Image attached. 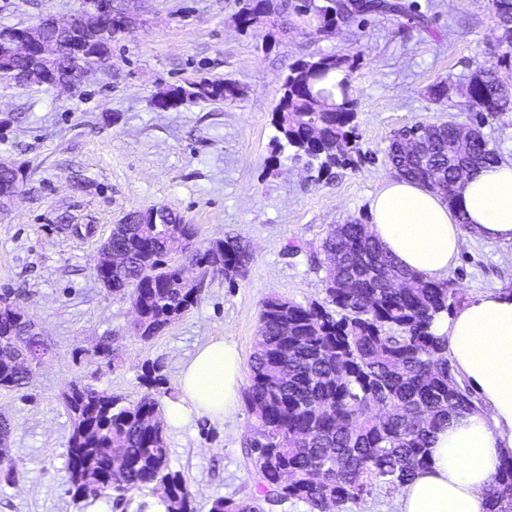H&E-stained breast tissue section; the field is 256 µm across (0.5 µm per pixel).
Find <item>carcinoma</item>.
<instances>
[{"mask_svg":"<svg viewBox=\"0 0 512 512\" xmlns=\"http://www.w3.org/2000/svg\"><path fill=\"white\" fill-rule=\"evenodd\" d=\"M292 9L311 15L319 27L336 29L369 15H391L419 25L427 18L402 0H294ZM497 20L498 45L512 46V0H488ZM121 30L114 16L108 27L77 33L104 47L75 60L61 52L34 62L0 43V75L16 78L38 68L77 85L83 71L104 65L112 39ZM349 68V58L330 54L300 59L282 82L273 113L276 141L290 158L328 172L367 157L357 147L354 101L349 78L327 85L329 75ZM173 89L183 104L226 101L239 94L231 82L201 78ZM461 91L471 107L470 142L459 147V123H415L394 133L387 156L395 173L456 199L457 179L501 159L481 128L490 118L512 112V85L497 67L480 65ZM112 231V250L124 262L104 271L112 294L129 299L139 317L137 333L150 340L196 305L207 278L235 284L252 260L250 242L226 235L195 243L198 229L167 208L155 223L142 211ZM325 260L322 302L306 305L283 296L263 301L251 356L250 383L242 400L255 421L241 441L254 486L239 500L219 497L210 512H274L285 502L308 512H339L375 492L401 487L428 465L431 434L450 418L475 407L470 389L448 361V341L432 330L434 320L452 313L456 289L397 265L352 218L322 240ZM195 263L199 279L181 277L180 260ZM19 305L0 301V388L23 385L21 362L30 339L18 325ZM149 388L137 402L122 399L80 380L67 382L59 398L71 421L67 442V493L79 503L104 496L120 503L144 488L157 497L160 512H193L190 485L172 470L165 425L152 389L166 384L161 367L142 366ZM490 512H512V457L506 458L489 489Z\"/></svg>","mask_w":512,"mask_h":512,"instance_id":"cac0c4a2","label":"carcinoma"}]
</instances>
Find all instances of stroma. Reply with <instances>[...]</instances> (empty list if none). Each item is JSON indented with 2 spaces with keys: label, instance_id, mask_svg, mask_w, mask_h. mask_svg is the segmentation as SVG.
Masks as SVG:
<instances>
[{
  "label": "stroma",
  "instance_id": "obj_1",
  "mask_svg": "<svg viewBox=\"0 0 512 512\" xmlns=\"http://www.w3.org/2000/svg\"><path fill=\"white\" fill-rule=\"evenodd\" d=\"M138 19L112 42L110 65L89 70L77 90L18 87L0 77V160L20 166V193L0 212V297L41 327L53 356L29 384L0 389L12 424L15 480L0 477V512H144L150 491L122 503H76L67 492L71 423L59 399L72 379L139 400L145 362L162 367L159 398H179L182 363L210 339L233 340L242 375L264 300L306 304L324 297L316 264L328 229L368 218L393 172L385 150L394 131L416 123L466 122V98L433 101L431 85L466 82L479 65L498 66L495 19L484 0H415L428 28L370 16L316 33L310 17L272 6L242 23L245 0H117ZM82 0H0V29L63 20ZM319 54L347 56L361 150L372 160L318 175L277 149L272 114L291 64ZM499 68L512 82V65ZM206 76L232 82L231 101L157 110L153 96ZM165 207L196 225L200 239L248 238L253 259L235 284L215 278L197 305L152 340L132 330L128 299L92 270L101 243L135 209ZM457 300L512 289V247L467 241L447 276ZM108 345L102 354L100 345ZM245 408L223 419L192 417L168 429L170 465L188 480L194 512L253 488L240 440Z\"/></svg>",
  "mask_w": 512,
  "mask_h": 512
}]
</instances>
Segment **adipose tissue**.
<instances>
[{"instance_id": "1", "label": "adipose tissue", "mask_w": 512, "mask_h": 512, "mask_svg": "<svg viewBox=\"0 0 512 512\" xmlns=\"http://www.w3.org/2000/svg\"><path fill=\"white\" fill-rule=\"evenodd\" d=\"M370 231L384 250L411 271L437 280L447 275L466 240L512 245V158L465 180L455 202L414 182L389 178L369 206ZM447 337L458 376L478 397L475 409L454 417L429 446L430 464L399 492V512H489L488 490L502 461L512 456V292L486 290L434 323ZM236 345L208 341L184 363L180 397L166 422L191 415L227 417L240 400Z\"/></svg>"}]
</instances>
